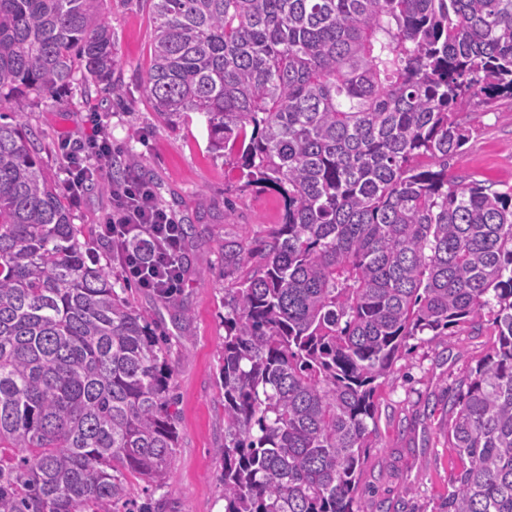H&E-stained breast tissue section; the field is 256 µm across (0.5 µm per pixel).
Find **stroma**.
Listing matches in <instances>:
<instances>
[{"label":"stroma","instance_id":"obj_1","mask_svg":"<svg viewBox=\"0 0 512 512\" xmlns=\"http://www.w3.org/2000/svg\"><path fill=\"white\" fill-rule=\"evenodd\" d=\"M112 24L116 48L114 76L125 89L123 102L85 85L82 75L50 96L28 95L21 102L0 103V121L23 112L29 149L49 181L63 185L66 162L60 144L89 132L97 116L112 139L114 159L139 155L127 176L152 185L159 204L179 224L195 225L197 234L185 250L188 269L177 304L190 317L189 332L174 324L168 301L137 289L127 295L140 313L168 338L172 383L177 398L178 446L167 485L138 481V502L162 500L166 512H222L224 465L216 450L224 444V391L219 368L224 353V291L240 276L226 260L223 245L232 242L256 255L282 214L278 195L260 184L246 185L232 161L208 150L205 119L185 113L177 127L156 115L144 93L153 22L149 0H99ZM474 128L455 174L475 176L496 189L512 186V103L473 99L465 114ZM73 223L82 225V243L107 264L114 283L123 272L99 224L111 207L98 187L68 203ZM494 315L449 335L423 334L409 339L377 391L376 413L369 428L374 442L364 463L359 496L369 512H443L459 471L448 446L449 408L463 379L491 349Z\"/></svg>","mask_w":512,"mask_h":512}]
</instances>
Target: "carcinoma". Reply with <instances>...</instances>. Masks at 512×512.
Instances as JSON below:
<instances>
[{
  "label": "carcinoma",
  "instance_id": "carcinoma-1",
  "mask_svg": "<svg viewBox=\"0 0 512 512\" xmlns=\"http://www.w3.org/2000/svg\"><path fill=\"white\" fill-rule=\"evenodd\" d=\"M144 92L205 115L283 204L224 289V512H368L379 380L408 339L496 310L460 384L446 512H512V187L451 173L472 97L512 101V0H149ZM97 0H0V101L84 78L123 99ZM0 124V512H118L178 444L151 323Z\"/></svg>",
  "mask_w": 512,
  "mask_h": 512
}]
</instances>
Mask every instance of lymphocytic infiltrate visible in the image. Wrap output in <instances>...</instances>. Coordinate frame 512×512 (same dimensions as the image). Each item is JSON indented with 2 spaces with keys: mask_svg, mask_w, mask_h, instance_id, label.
Segmentation results:
<instances>
[{
  "mask_svg": "<svg viewBox=\"0 0 512 512\" xmlns=\"http://www.w3.org/2000/svg\"><path fill=\"white\" fill-rule=\"evenodd\" d=\"M65 147L69 162L65 190L76 199L86 182L103 177L111 163L112 145L108 133L98 127L88 139L66 142ZM111 195L112 210L101 231L109 238L126 277L159 298L173 297L184 281L176 222L147 185L116 183ZM137 235L147 237L148 256L130 251L129 241Z\"/></svg>",
  "mask_w": 512,
  "mask_h": 512,
  "instance_id": "1",
  "label": "lymphocytic infiltrate"
}]
</instances>
